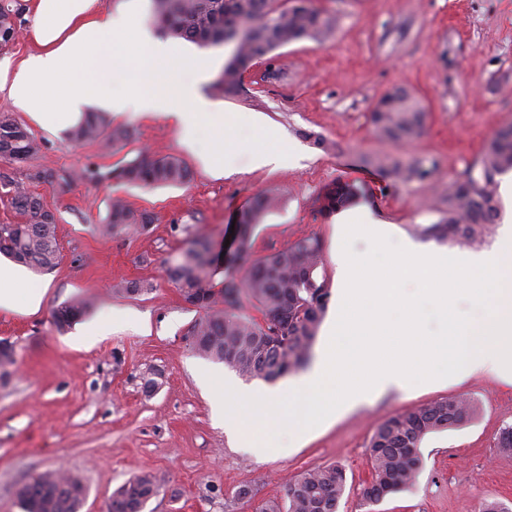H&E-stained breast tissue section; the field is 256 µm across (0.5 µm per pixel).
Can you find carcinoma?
Here are the masks:
<instances>
[{
  "mask_svg": "<svg viewBox=\"0 0 512 512\" xmlns=\"http://www.w3.org/2000/svg\"><path fill=\"white\" fill-rule=\"evenodd\" d=\"M18 12L0 3V48L15 41ZM338 18L316 8L311 0H153L151 23L161 35L183 39L209 49L225 30H245L235 57L225 62L215 89L234 96L244 72L256 61L270 59L283 46L303 39L322 42L337 27ZM425 109L408 90L386 94L371 114L375 132L393 141H408L424 124ZM129 129L112 127L104 115L91 112L65 132L73 144L98 142L104 146L128 140ZM41 143L12 114L0 113V159L11 163L28 160ZM396 179L420 180L433 169L391 160L377 164ZM512 168V124L483 149L463 179L448 186L442 215L434 228L443 239L475 243L482 240L497 216L495 176ZM83 178L141 187L180 186L192 174L174 157L155 158L140 153L135 159L106 172L85 168ZM12 206L25 218L23 224H0V254L35 271L52 269L60 259L54 215L40 199L17 185L11 190ZM356 185L341 179L326 186L319 196L317 213L326 217L354 203ZM280 203L268 192L254 195L234 219L232 249L224 278L214 282L218 257L212 240L188 235L167 260L166 275L184 302L202 315L187 332L188 347L218 362L239 376L274 382L308 362L331 293L324 272L323 244L306 237L289 246L271 248L258 255L254 242L258 227ZM152 217L129 207L122 199L111 200L100 231L112 237L148 230ZM153 286L140 281L120 282L115 295L147 293ZM251 304L262 315L244 312ZM92 302L73 299L52 312L54 324L64 329L86 315ZM478 405L462 397L441 398L384 421L370 440L373 481L364 490L371 502L411 486L422 460L421 444L431 434L455 429L476 417ZM346 489L344 470L336 465L315 467L289 485L286 501L265 500L258 512H338ZM155 475L143 472L126 481L103 503L101 512H144L158 493ZM87 489L76 476L47 470L30 477L18 490L22 512H80Z\"/></svg>",
  "mask_w": 512,
  "mask_h": 512,
  "instance_id": "1",
  "label": "carcinoma"
}]
</instances>
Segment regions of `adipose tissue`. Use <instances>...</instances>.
I'll return each mask as SVG.
<instances>
[{
	"label": "adipose tissue",
	"instance_id": "obj_1",
	"mask_svg": "<svg viewBox=\"0 0 512 512\" xmlns=\"http://www.w3.org/2000/svg\"><path fill=\"white\" fill-rule=\"evenodd\" d=\"M142 0H122L116 9L99 0H27L26 37L37 47L17 64L0 65V94L44 127L76 125L97 108L122 116L175 117L184 142H193L201 121L211 120L213 171L232 169L224 141V108L201 91L203 69L172 91V46L156 42L139 25ZM180 95L182 110L172 108ZM44 294L14 271L0 267V307L38 308Z\"/></svg>",
	"mask_w": 512,
	"mask_h": 512
}]
</instances>
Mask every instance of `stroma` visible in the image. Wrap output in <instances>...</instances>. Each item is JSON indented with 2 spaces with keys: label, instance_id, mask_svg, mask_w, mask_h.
<instances>
[{
  "label": "stroma",
  "instance_id": "1",
  "mask_svg": "<svg viewBox=\"0 0 512 512\" xmlns=\"http://www.w3.org/2000/svg\"><path fill=\"white\" fill-rule=\"evenodd\" d=\"M336 14L338 28L325 42L304 40L275 51L273 63L244 73L242 90L215 89L230 47L201 49L174 40L176 54L205 64L204 94L224 103V138L235 146L232 174L218 177L202 157L208 133L185 145L162 118H112L133 130L132 140L105 149L75 145L62 132L39 126L0 96V113L15 114L40 141L22 163L0 160V224H19L5 186L39 196L56 220L61 257L37 274L14 266L46 291L39 309H0V341L13 345L15 363L0 381V512H21L17 492L32 474L61 468L85 483L81 512H100L103 500L131 477L152 472L160 485L145 512H255L257 502L283 499L303 471L335 464L346 492L340 512H479L484 501L512 506V454L496 448L499 430L512 424V384L483 375H454L408 395L392 394L323 424L306 435L281 434L268 455L251 452L212 411L213 379L241 387L224 364L196 355L185 335L200 312L167 280L163 262L186 233L209 235L223 250L235 213L259 191L277 195L279 208L257 230L256 251L308 237L324 245V270L336 279L334 224L315 212L318 193L350 179L368 194L373 218L392 226V239L436 243L449 184L478 159L484 145L512 123V0H313ZM403 87L426 109L422 133L395 143L375 132L370 114L389 91ZM288 144V162L251 164L253 151ZM178 158L192 173L182 186L140 188L77 178L88 166L107 170L140 151ZM371 157L433 167L426 181L388 182ZM54 183L35 180L39 170ZM154 222L140 235L97 233L112 197ZM152 283V292L113 294L124 281ZM77 296L93 310L65 330L52 311ZM109 319L103 338L83 342L87 325ZM158 371L157 388L142 378ZM475 400V419L429 436L423 465L407 490L373 504L369 441L390 416L445 397ZM253 487L252 501L237 491Z\"/></svg>",
  "mask_w": 512,
  "mask_h": 512
}]
</instances>
